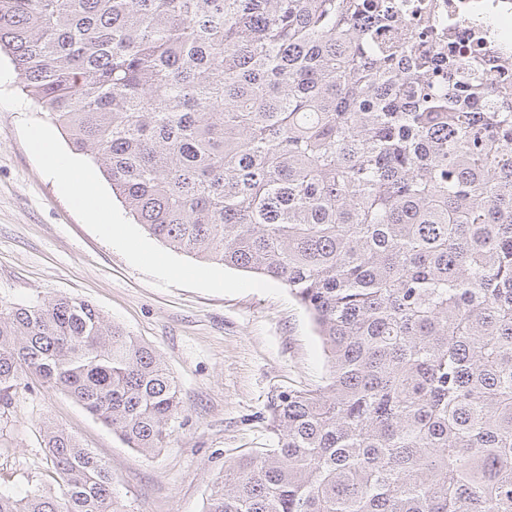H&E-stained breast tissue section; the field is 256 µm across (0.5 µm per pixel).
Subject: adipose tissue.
Listing matches in <instances>:
<instances>
[{"label": "adipose tissue", "mask_w": 512, "mask_h": 512, "mask_svg": "<svg viewBox=\"0 0 512 512\" xmlns=\"http://www.w3.org/2000/svg\"><path fill=\"white\" fill-rule=\"evenodd\" d=\"M32 147L46 169L59 177L63 188L72 190L78 206L87 219L91 223L106 227L111 232L115 244L128 246V236L122 224L113 218L106 201L99 195L91 173L74 159L60 152L48 133H35Z\"/></svg>", "instance_id": "obj_1"}]
</instances>
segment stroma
I'll return each mask as SVG.
<instances>
[{"label": "stroma", "instance_id": "stroma-1", "mask_svg": "<svg viewBox=\"0 0 512 512\" xmlns=\"http://www.w3.org/2000/svg\"><path fill=\"white\" fill-rule=\"evenodd\" d=\"M0 53V301L91 302L108 320L158 351L181 390L165 447L143 455L67 394L38 382L0 405V490L24 496L54 486L39 429H66L112 471L121 512H204L213 482L241 453L274 444L270 405L280 393L324 385L328 358L307 312L281 284L172 251L100 187L126 232L159 266L113 246L48 173L29 145L50 130L47 113L23 97ZM182 275L169 274V267Z\"/></svg>", "mask_w": 512, "mask_h": 512}]
</instances>
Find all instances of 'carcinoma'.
Listing matches in <instances>:
<instances>
[{
    "mask_svg": "<svg viewBox=\"0 0 512 512\" xmlns=\"http://www.w3.org/2000/svg\"><path fill=\"white\" fill-rule=\"evenodd\" d=\"M396 33L383 41L384 31ZM23 92L171 250L272 279L324 385L204 512H512V80L393 0H0ZM35 379L130 448L181 411L162 356L73 297L0 303V401ZM58 489L0 512H119L62 428Z\"/></svg>",
    "mask_w": 512,
    "mask_h": 512,
    "instance_id": "obj_1",
    "label": "carcinoma"
}]
</instances>
